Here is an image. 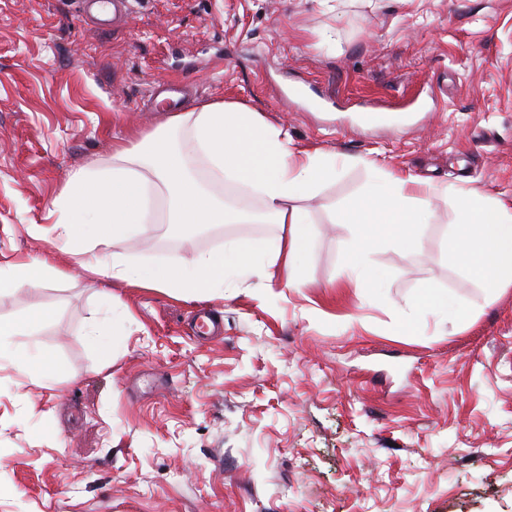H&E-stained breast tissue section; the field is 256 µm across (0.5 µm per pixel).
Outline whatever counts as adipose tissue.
Returning <instances> with one entry per match:
<instances>
[{"instance_id":"ef3b65f1","label":"adipose tissue","mask_w":512,"mask_h":512,"mask_svg":"<svg viewBox=\"0 0 512 512\" xmlns=\"http://www.w3.org/2000/svg\"><path fill=\"white\" fill-rule=\"evenodd\" d=\"M166 125L181 130V137L172 141L150 134L142 144H115L111 176L76 169L55 201L61 218L54 229L71 246L77 265L101 284V296L111 299L105 284L112 280L166 288L187 297L206 296L223 289L228 280H272L271 269L278 263L286 271L281 287H301L312 221L300 202L334 179L337 164H351V157L339 160L319 150H293L280 128L238 103L197 105L172 113ZM196 159L205 164L206 176L191 168ZM229 181L256 192L261 209L225 204L224 185ZM435 190L431 181L388 173L376 176L348 205L343 218L352 232L345 251L352 287L362 290L373 284V251L416 244L421 227L432 218L425 197ZM159 196L166 204L167 222L180 228L249 221L281 224L286 231L265 244L230 241L223 250L187 262L131 263L118 247L155 222L154 200ZM454 196L458 222L448 236L454 264L489 293L512 286V205L472 190H458ZM64 275L44 257L0 265V289L38 288Z\"/></svg>"}]
</instances>
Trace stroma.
<instances>
[{"label":"stroma","instance_id":"obj_1","mask_svg":"<svg viewBox=\"0 0 512 512\" xmlns=\"http://www.w3.org/2000/svg\"><path fill=\"white\" fill-rule=\"evenodd\" d=\"M172 80L184 105L243 103L293 149L355 157L306 203L300 288L114 281L107 306L56 238L71 171L155 131ZM379 170L512 202V0H137L109 30L82 0H0V265L66 272L0 293V317L55 311L16 355L58 367L41 384L0 359V512H512V288L487 296L453 267L445 193L414 251L370 255L381 288L349 287L337 217ZM279 232L149 224L128 255ZM430 284L465 323L416 307ZM202 308L219 332L196 328Z\"/></svg>","mask_w":512,"mask_h":512}]
</instances>
